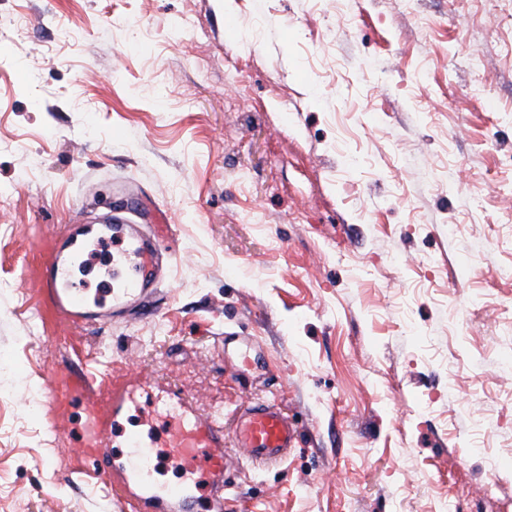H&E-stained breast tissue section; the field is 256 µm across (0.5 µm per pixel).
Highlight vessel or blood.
I'll use <instances>...</instances> for the list:
<instances>
[{
    "mask_svg": "<svg viewBox=\"0 0 512 512\" xmlns=\"http://www.w3.org/2000/svg\"><path fill=\"white\" fill-rule=\"evenodd\" d=\"M94 230L99 241H111L119 253L112 266L108 304L92 306L86 289L72 279V260L84 245L78 236L55 242L42 270L53 308L73 322L144 308L160 285V239L145 237L137 225L124 221L98 224ZM47 395L59 406L74 399L82 402L85 421L74 450L76 464L88 475L119 485L133 512H197V490L202 481L208 486L213 512H223L224 488L232 467L230 448H237V455L250 462L274 465L287 459L297 441L287 416L274 405L257 402L245 406L229 428L221 417L192 414L179 396L166 397L158 411L166 425L164 445L169 462L183 477L175 485L160 487L153 480L159 463L139 431L126 434L123 449L114 451L109 446L118 417L138 404L136 388L113 392L107 400L83 374L51 380Z\"/></svg>",
    "mask_w": 512,
    "mask_h": 512,
    "instance_id": "obj_1",
    "label": "vessel or blood"
}]
</instances>
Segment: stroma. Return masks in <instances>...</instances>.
Here are the masks:
<instances>
[{"label":"stroma","mask_w":512,"mask_h":512,"mask_svg":"<svg viewBox=\"0 0 512 512\" xmlns=\"http://www.w3.org/2000/svg\"><path fill=\"white\" fill-rule=\"evenodd\" d=\"M116 192L171 226L157 308L75 324L45 251ZM508 265L512 0H0V512H130L46 399L83 369L155 442L159 392L288 414L224 512H512Z\"/></svg>","instance_id":"obj_1"}]
</instances>
